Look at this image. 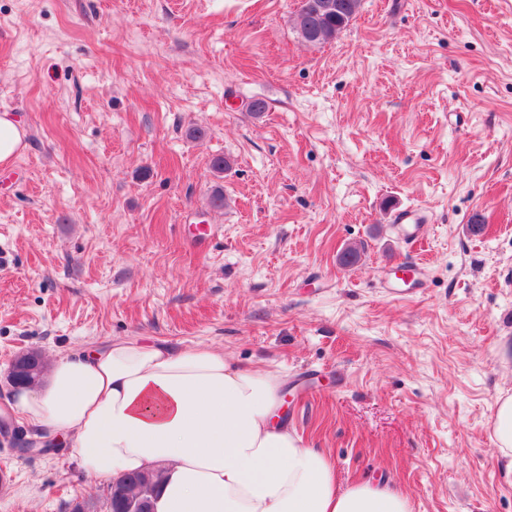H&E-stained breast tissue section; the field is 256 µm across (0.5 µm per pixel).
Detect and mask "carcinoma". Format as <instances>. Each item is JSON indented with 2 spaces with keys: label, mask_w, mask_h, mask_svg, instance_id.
Masks as SVG:
<instances>
[{
  "label": "carcinoma",
  "mask_w": 512,
  "mask_h": 512,
  "mask_svg": "<svg viewBox=\"0 0 512 512\" xmlns=\"http://www.w3.org/2000/svg\"><path fill=\"white\" fill-rule=\"evenodd\" d=\"M361 0H301L294 17V28L301 39L311 45H322L336 39L356 17ZM163 479L159 469L114 481L103 502L104 512H127L124 497L114 492L119 488L128 494L154 499Z\"/></svg>",
  "instance_id": "1"
}]
</instances>
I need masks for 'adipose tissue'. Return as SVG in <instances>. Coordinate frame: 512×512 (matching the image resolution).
I'll use <instances>...</instances> for the list:
<instances>
[{
    "label": "adipose tissue",
    "mask_w": 512,
    "mask_h": 512,
    "mask_svg": "<svg viewBox=\"0 0 512 512\" xmlns=\"http://www.w3.org/2000/svg\"><path fill=\"white\" fill-rule=\"evenodd\" d=\"M283 385L210 346L116 336L56 358L40 388L13 392L11 409L71 440L89 474L163 468L155 512H411L390 484L340 486L329 455L306 447L285 416ZM492 442L512 483L511 393L496 399Z\"/></svg>",
    "instance_id": "obj_1"
}]
</instances>
